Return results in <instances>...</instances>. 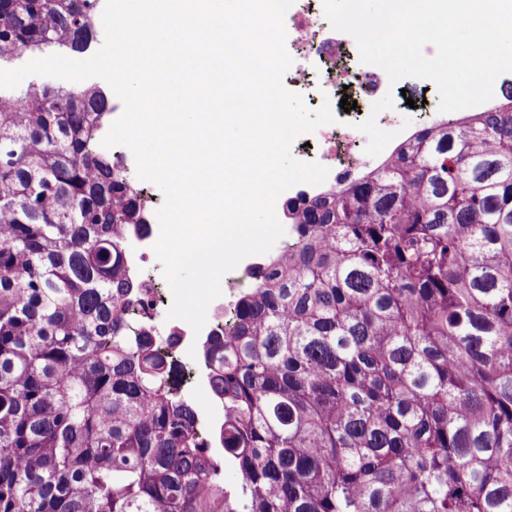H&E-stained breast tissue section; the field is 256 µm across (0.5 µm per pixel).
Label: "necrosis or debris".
Listing matches in <instances>:
<instances>
[{
    "instance_id": "obj_1",
    "label": "necrosis or debris",
    "mask_w": 512,
    "mask_h": 512,
    "mask_svg": "<svg viewBox=\"0 0 512 512\" xmlns=\"http://www.w3.org/2000/svg\"><path fill=\"white\" fill-rule=\"evenodd\" d=\"M305 0H295L287 11L285 21L293 33L290 54L292 66L283 82L289 90L302 99L321 105L330 100L335 107V124L318 128L314 133L299 137L293 149L303 161H315L329 170L326 181L319 185L301 183L290 188L292 197H313L349 183L362 176L365 165L358 158L356 143L364 128L373 123V116L361 109L344 110L339 106L341 93L355 98H372L385 93L390 82L386 73L374 65L350 66L345 62V43L330 27L321 26L306 9ZM134 187L144 201L143 228H129L125 236L122 258L127 269L138 272V299L142 302L140 324L151 330L152 319L158 309L170 308V288L159 287L156 280L144 277L143 272L154 255L153 245L159 235L157 210L162 199L154 197L142 180H135ZM264 263L251 262L244 269L229 272L224 277V291L208 307L207 321L200 332H193L183 320H172L169 325L171 348L174 354L185 353L215 335L224 325V307L261 277Z\"/></svg>"
}]
</instances>
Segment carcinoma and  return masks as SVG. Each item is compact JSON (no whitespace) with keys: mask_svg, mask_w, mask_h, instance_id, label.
<instances>
[{"mask_svg":"<svg viewBox=\"0 0 512 512\" xmlns=\"http://www.w3.org/2000/svg\"><path fill=\"white\" fill-rule=\"evenodd\" d=\"M101 14L0 0V66L85 52ZM111 112L96 84L0 89V512H512L511 86L284 202L294 241L202 345L211 439L131 325Z\"/></svg>","mask_w":512,"mask_h":512,"instance_id":"obj_1","label":"carcinoma"}]
</instances>
